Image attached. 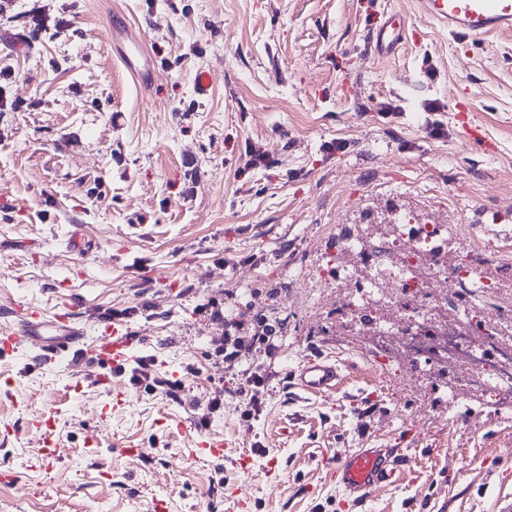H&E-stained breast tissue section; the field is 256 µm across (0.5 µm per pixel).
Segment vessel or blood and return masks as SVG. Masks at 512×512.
Returning <instances> with one entry per match:
<instances>
[{"label":"vessel or blood","instance_id":"b4317fda","mask_svg":"<svg viewBox=\"0 0 512 512\" xmlns=\"http://www.w3.org/2000/svg\"><path fill=\"white\" fill-rule=\"evenodd\" d=\"M422 4L426 14L446 27L449 35L462 41L512 31V0H422ZM401 32L400 22L388 18L373 36L377 51L392 49L400 41ZM116 51L134 76L144 82L150 79L153 65L135 34L124 32ZM46 328L53 335L44 340L40 333ZM25 337L40 338L38 359L45 365L57 363L62 355L73 350L100 365L116 368L131 359L135 344L134 337L122 328L110 325L103 334L91 337L79 327L71 312L55 314L48 321L33 306L24 308L18 324L0 326V356L17 355ZM294 379L300 391L322 394L336 390L341 374L335 363L319 356L300 364ZM35 427L40 434L41 459L52 460L58 452L54 417L43 416ZM406 462L407 456L400 448H360L338 458L336 472L345 494L353 502L363 504L377 488L396 482Z\"/></svg>","mask_w":512,"mask_h":512}]
</instances>
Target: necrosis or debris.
<instances>
[{"label":"necrosis or debris","mask_w":512,"mask_h":512,"mask_svg":"<svg viewBox=\"0 0 512 512\" xmlns=\"http://www.w3.org/2000/svg\"><path fill=\"white\" fill-rule=\"evenodd\" d=\"M343 249L353 261L336 267L345 286L336 315L368 330L355 347L381 380L409 394L400 373L407 363L459 407L467 386L512 393V300L502 298L512 283L498 257L410 216L390 235L346 238Z\"/></svg>","instance_id":"1"}]
</instances>
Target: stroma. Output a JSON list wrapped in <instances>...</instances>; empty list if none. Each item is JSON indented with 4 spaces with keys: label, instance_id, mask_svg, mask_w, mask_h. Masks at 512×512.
<instances>
[{
    "label": "stroma",
    "instance_id": "obj_1",
    "mask_svg": "<svg viewBox=\"0 0 512 512\" xmlns=\"http://www.w3.org/2000/svg\"><path fill=\"white\" fill-rule=\"evenodd\" d=\"M115 15L155 65L148 82L105 37ZM393 15L401 41L382 55L370 35ZM252 150L267 163L246 167ZM404 215L469 232L512 276V33L458 42L420 0H0V323L21 303L72 305L89 331L140 337L136 356L182 386L105 389L99 365L71 352L45 366L30 345L0 358V424L16 429L0 440V512H228L240 487L248 512H499L512 409L452 418L419 379L414 414L337 347L324 310L341 237ZM231 320L269 344L206 359ZM315 355L339 365L336 391L295 387ZM255 377L249 420L239 391ZM49 413L62 451L45 468L32 424ZM207 436L223 458L188 456ZM127 439L138 455L116 449ZM394 446L410 457L402 478L345 503L336 457Z\"/></svg>",
    "mask_w": 512,
    "mask_h": 512
}]
</instances>
